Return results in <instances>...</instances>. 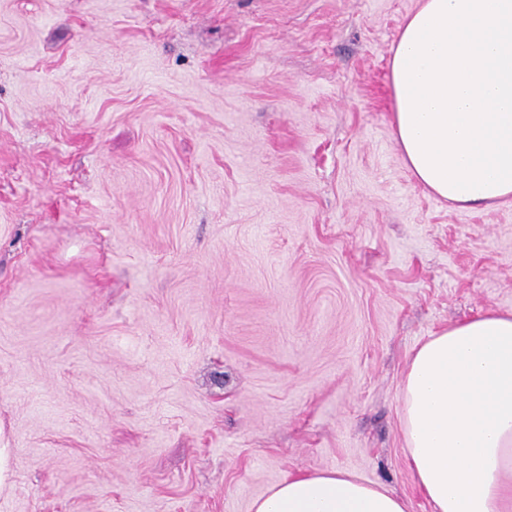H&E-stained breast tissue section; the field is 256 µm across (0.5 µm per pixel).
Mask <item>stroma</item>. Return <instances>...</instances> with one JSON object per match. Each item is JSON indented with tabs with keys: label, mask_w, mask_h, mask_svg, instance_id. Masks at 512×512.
Listing matches in <instances>:
<instances>
[{
	"label": "stroma",
	"mask_w": 512,
	"mask_h": 512,
	"mask_svg": "<svg viewBox=\"0 0 512 512\" xmlns=\"http://www.w3.org/2000/svg\"><path fill=\"white\" fill-rule=\"evenodd\" d=\"M420 0H0V512H250L341 469L431 512L400 386L512 310V198L412 176Z\"/></svg>",
	"instance_id": "1"
}]
</instances>
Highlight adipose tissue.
Here are the masks:
<instances>
[{
  "instance_id": "adipose-tissue-1",
  "label": "adipose tissue",
  "mask_w": 512,
  "mask_h": 512,
  "mask_svg": "<svg viewBox=\"0 0 512 512\" xmlns=\"http://www.w3.org/2000/svg\"><path fill=\"white\" fill-rule=\"evenodd\" d=\"M393 127L416 181L461 207L512 197V0H421L391 49ZM405 457L433 512H512V311L413 352ZM252 512H407L342 470L282 481Z\"/></svg>"
}]
</instances>
